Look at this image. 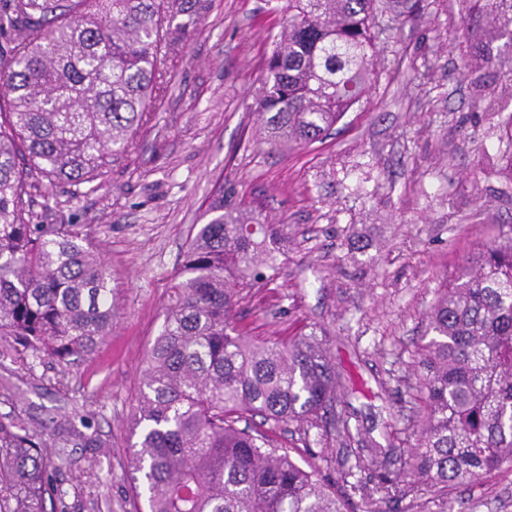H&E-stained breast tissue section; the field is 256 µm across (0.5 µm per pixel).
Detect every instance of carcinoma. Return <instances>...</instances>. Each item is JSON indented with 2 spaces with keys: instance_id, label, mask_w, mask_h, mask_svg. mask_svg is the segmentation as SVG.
<instances>
[{
  "instance_id": "obj_1",
  "label": "carcinoma",
  "mask_w": 512,
  "mask_h": 512,
  "mask_svg": "<svg viewBox=\"0 0 512 512\" xmlns=\"http://www.w3.org/2000/svg\"><path fill=\"white\" fill-rule=\"evenodd\" d=\"M255 97L260 142L297 149L327 134L376 78L380 0H287ZM512 46V0H488ZM182 0L0 3V338L42 355L94 353L112 333L114 288L89 236L41 224L32 196L57 182L94 191L135 147L170 90L160 56ZM194 226L158 336L143 361L131 468L148 512H379L448 495L512 467V235L486 243L440 289L414 360L415 443L407 455L361 432L346 379L316 330L286 342L247 336L232 312L273 279L285 233L219 189ZM298 422L311 444L351 449L336 482L299 465L268 431ZM245 426H240V423ZM317 430L309 436L311 430ZM42 434L0 421V512L62 509Z\"/></svg>"
}]
</instances>
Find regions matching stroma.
<instances>
[{"mask_svg":"<svg viewBox=\"0 0 512 512\" xmlns=\"http://www.w3.org/2000/svg\"><path fill=\"white\" fill-rule=\"evenodd\" d=\"M169 54L168 95L102 187L56 184L34 197L44 224L85 227L112 276L117 317L92 354L58 361L0 341V421L42 431L65 512H145L132 495L133 420L147 349L158 335L192 226L218 186L285 225L278 276L234 311L253 338L317 331L348 377L345 409L377 441L405 450L410 374L445 280L481 245L512 232V49L485 0H422L417 16H379V76L322 141L258 147L255 92L288 20L276 0H207ZM487 50L470 71L462 60ZM84 416L86 439L68 436ZM422 512H512V470Z\"/></svg>","mask_w":512,"mask_h":512,"instance_id":"35a3bbf8","label":"stroma"}]
</instances>
